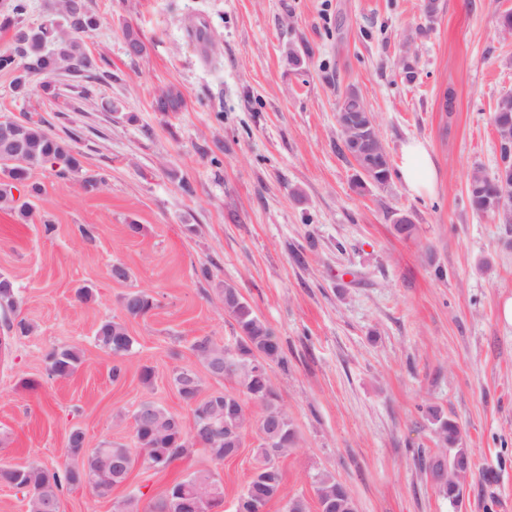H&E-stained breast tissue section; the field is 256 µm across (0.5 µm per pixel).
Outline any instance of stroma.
<instances>
[{
	"instance_id": "stroma-1",
	"label": "stroma",
	"mask_w": 512,
	"mask_h": 512,
	"mask_svg": "<svg viewBox=\"0 0 512 512\" xmlns=\"http://www.w3.org/2000/svg\"><path fill=\"white\" fill-rule=\"evenodd\" d=\"M89 3L97 26L84 44L107 81L79 90L55 74L51 96L38 74L22 100L0 72V118L34 116L53 135L77 133L82 167L106 176L87 192L41 168L37 219L0 208V275L33 327L14 337L0 325V462L64 466L75 428L93 447L131 443L145 400L188 415L172 373L193 364L194 336H235L217 290L225 282L288 358L272 375L297 442L265 512H284L297 496L315 505L320 471L336 476L358 512H512V322L502 315L512 224L472 209L466 187L469 171L494 174L500 160L491 116L512 93V38L494 16L512 0H440L431 17L425 0ZM199 18L209 23L206 49L187 28ZM129 26L146 45L135 59ZM170 86L182 110L156 111ZM349 88L373 113L392 167L408 140L425 143L433 193L409 192L396 172L385 185L363 183L338 148V102ZM402 215L411 237L395 229ZM117 263L127 280L113 279ZM203 266L211 279L199 276ZM82 287L88 299L78 298ZM136 290L157 306L131 319L122 300ZM105 320L125 322L137 340L118 382L95 341ZM62 345L82 356L66 380L46 371ZM143 364L155 371L148 389ZM433 408L458 424L473 455L457 506L418 464L440 450ZM261 440L250 426L238 454L218 465L224 512L250 480ZM207 464L193 450L160 473L135 469L108 498L77 485L64 491L63 510L113 512L136 494L147 512Z\"/></svg>"
}]
</instances>
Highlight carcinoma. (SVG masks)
<instances>
[{
	"mask_svg": "<svg viewBox=\"0 0 512 512\" xmlns=\"http://www.w3.org/2000/svg\"><path fill=\"white\" fill-rule=\"evenodd\" d=\"M84 11L75 12L69 0H60L58 12L39 23L24 37L22 46L11 43L0 52V70L14 74L12 90L18 97L24 98L30 92V77L35 74L50 76L62 68L75 69L78 78L89 81L99 80L103 75L96 72L91 57L83 48V38L89 30L96 26L88 0H83ZM27 0H3L0 3V29L9 31L14 24L26 14ZM183 106V98L179 91L169 88L156 101L160 112H178ZM24 147L19 153L10 145L0 142V183L6 182L19 193L36 198L43 192L42 185L31 181L33 171L50 166L58 176L67 178L71 175L81 183L87 191H93L101 182L100 174L84 170L76 157L78 135L69 134L64 140L49 133L44 122L31 117L24 119ZM498 192L495 179L481 177L472 171L467 177V194L470 205L478 212L490 211L489 204ZM6 278L0 276V314L3 315L6 328L16 335L26 336L31 327L26 322H18L10 318L18 307V296L14 286H5ZM224 313L236 324V336H246L267 359L266 366L274 364L285 366L280 340L273 329L262 321L244 298L237 301H223ZM156 306L155 298L146 291H133L123 299V308L131 318L148 314ZM95 340L101 350L111 360L112 380L117 381L126 373V362L135 354L136 341L130 335L123 322L114 320L102 321L95 331ZM191 355L195 362L205 367L212 363H224V346L216 343L208 335L193 338L190 345ZM82 363L81 353L75 346H58L47 355L48 375L56 379L70 377ZM196 376L195 401L185 399L189 409L198 422L208 415V405L214 399L226 403L246 405L250 400L261 407L258 418L260 430H265L266 418L279 413L277 398L278 389L273 376L269 373L254 374L244 367L235 379L237 391H205L204 382L197 370L192 366H182L173 371L172 380L175 387L188 376ZM150 411L144 421L135 426V447L146 449L144 459L131 453L123 444L104 442L97 450L89 451L77 444L67 447V454L72 463L48 470L38 463H28L23 467L24 478L16 481L15 467L0 465V482L7 485L23 486V494L28 498L29 512H44L45 503L64 490L82 483L91 486L94 493L106 492L123 481V477L115 470L113 459L126 456V471H132L138 463L154 464L168 467L181 458L189 448L191 439L201 438L205 444L211 443V437L201 432H193L187 427L182 436L174 437L168 432L170 422L176 413L166 407L148 400ZM435 431L443 447L457 444L461 439L458 425L447 417L432 414ZM250 422L248 412L240 414H224V428L245 431ZM202 490L212 489L217 495H224V485L219 475L209 468H199L183 479ZM250 483L254 484L258 494L266 500L278 496L281 491L282 474L278 461L265 456L260 461Z\"/></svg>",
	"mask_w": 512,
	"mask_h": 512,
	"instance_id": "carcinoma-1",
	"label": "carcinoma"
}]
</instances>
